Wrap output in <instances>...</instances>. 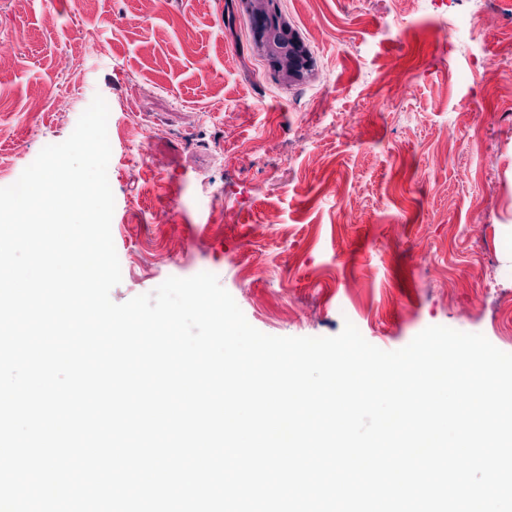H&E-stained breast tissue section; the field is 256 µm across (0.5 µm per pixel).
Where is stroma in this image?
Masks as SVG:
<instances>
[{"label":"stroma","mask_w":512,"mask_h":512,"mask_svg":"<svg viewBox=\"0 0 512 512\" xmlns=\"http://www.w3.org/2000/svg\"><path fill=\"white\" fill-rule=\"evenodd\" d=\"M280 6L314 65L290 85L253 51L252 21L231 0L150 11L143 0H0V47L14 52L0 67V187L65 141L99 95L116 251L167 254L123 270L113 302L210 272L268 335L334 336L349 321L393 351L438 325L512 353L496 295L471 304L477 246L512 291V97L458 79L477 59L512 61V0H421L402 15L395 0ZM475 10L490 31L452 39L455 16ZM78 26L89 41L72 39ZM312 125L323 134L296 150ZM243 255L256 269L247 281Z\"/></svg>","instance_id":"stroma-1"}]
</instances>
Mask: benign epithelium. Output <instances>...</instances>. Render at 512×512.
Returning <instances> with one entry per match:
<instances>
[{
  "label": "benign epithelium",
  "mask_w": 512,
  "mask_h": 512,
  "mask_svg": "<svg viewBox=\"0 0 512 512\" xmlns=\"http://www.w3.org/2000/svg\"><path fill=\"white\" fill-rule=\"evenodd\" d=\"M236 9L255 22L253 47L275 75L285 82L312 75L309 51L288 23L278 0H236Z\"/></svg>",
  "instance_id": "1"
}]
</instances>
